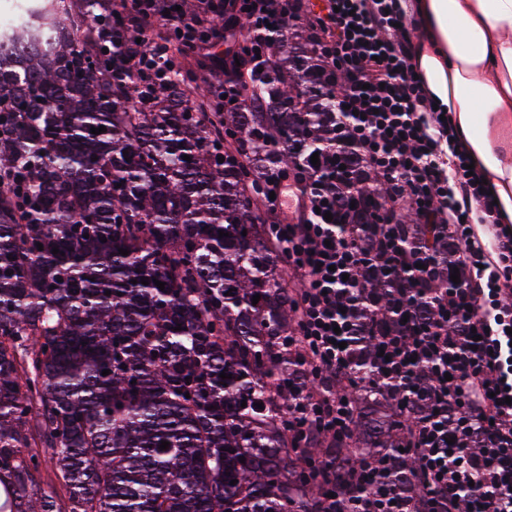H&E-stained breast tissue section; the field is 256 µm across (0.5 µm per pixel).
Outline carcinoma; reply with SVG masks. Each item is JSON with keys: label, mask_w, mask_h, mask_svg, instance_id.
Returning a JSON list of instances; mask_svg holds the SVG:
<instances>
[{"label": "carcinoma", "mask_w": 512, "mask_h": 512, "mask_svg": "<svg viewBox=\"0 0 512 512\" xmlns=\"http://www.w3.org/2000/svg\"><path fill=\"white\" fill-rule=\"evenodd\" d=\"M33 2L0 52V512H301L345 448L288 435L281 385L308 374L254 186L319 151L335 111L309 28L230 73L250 106L220 114L173 61L117 66L103 0ZM326 168L377 207L357 153ZM383 426L357 442L400 454L399 411Z\"/></svg>", "instance_id": "cac0c4a2"}]
</instances>
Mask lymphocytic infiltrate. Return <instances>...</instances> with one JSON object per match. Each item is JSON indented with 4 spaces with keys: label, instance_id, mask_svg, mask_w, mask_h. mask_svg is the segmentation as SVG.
<instances>
[{
    "label": "lymphocytic infiltrate",
    "instance_id": "f902f5d3",
    "mask_svg": "<svg viewBox=\"0 0 512 512\" xmlns=\"http://www.w3.org/2000/svg\"><path fill=\"white\" fill-rule=\"evenodd\" d=\"M179 3L114 0L139 37L119 41L129 70L160 66L183 38L211 45L223 23L245 24L263 54L290 22L315 14L340 133L386 189L377 223L364 226L341 206L333 171L305 167L298 180L264 183L294 289L297 363L309 373L289 420L314 424L317 445L346 443L362 361L409 420L410 486L355 452L359 490L340 506L329 480L319 512H512V230L494 224L493 194L469 173L453 120H441L417 77L420 28L400 0H199L190 13ZM384 300L391 319L380 324Z\"/></svg>",
    "mask_w": 512,
    "mask_h": 512
}]
</instances>
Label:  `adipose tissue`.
<instances>
[{
  "label": "adipose tissue",
  "instance_id": "ef3b65f1",
  "mask_svg": "<svg viewBox=\"0 0 512 512\" xmlns=\"http://www.w3.org/2000/svg\"><path fill=\"white\" fill-rule=\"evenodd\" d=\"M418 72L469 146L512 224V0H411Z\"/></svg>",
  "mask_w": 512,
  "mask_h": 512
}]
</instances>
